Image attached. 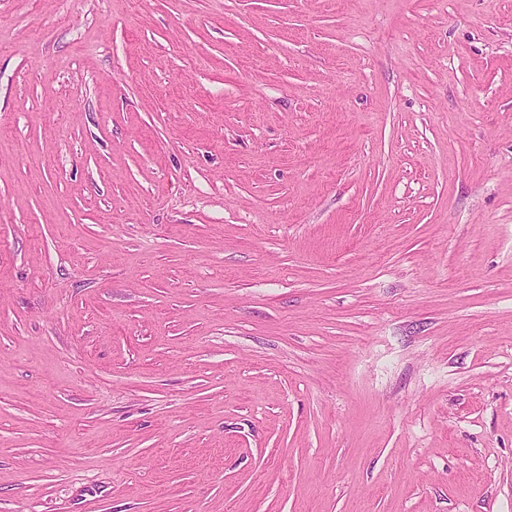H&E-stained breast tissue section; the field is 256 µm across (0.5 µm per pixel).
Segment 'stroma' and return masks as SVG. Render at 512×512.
I'll return each instance as SVG.
<instances>
[{
    "instance_id": "1",
    "label": "stroma",
    "mask_w": 512,
    "mask_h": 512,
    "mask_svg": "<svg viewBox=\"0 0 512 512\" xmlns=\"http://www.w3.org/2000/svg\"><path fill=\"white\" fill-rule=\"evenodd\" d=\"M0 512H512V0H0Z\"/></svg>"
}]
</instances>
